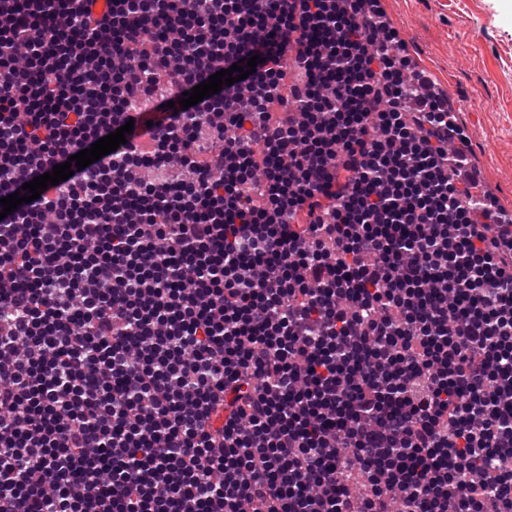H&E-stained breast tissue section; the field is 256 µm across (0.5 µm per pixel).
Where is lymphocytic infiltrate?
I'll use <instances>...</instances> for the list:
<instances>
[{"mask_svg": "<svg viewBox=\"0 0 512 512\" xmlns=\"http://www.w3.org/2000/svg\"><path fill=\"white\" fill-rule=\"evenodd\" d=\"M94 2L0 0V198L134 124L0 220V512H512V219L378 0Z\"/></svg>", "mask_w": 512, "mask_h": 512, "instance_id": "obj_1", "label": "lymphocytic infiltrate"}]
</instances>
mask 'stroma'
Masks as SVG:
<instances>
[{"label":"stroma","mask_w":512,"mask_h":512,"mask_svg":"<svg viewBox=\"0 0 512 512\" xmlns=\"http://www.w3.org/2000/svg\"><path fill=\"white\" fill-rule=\"evenodd\" d=\"M416 68L447 91L485 191L512 211V0H379Z\"/></svg>","instance_id":"obj_1"}]
</instances>
